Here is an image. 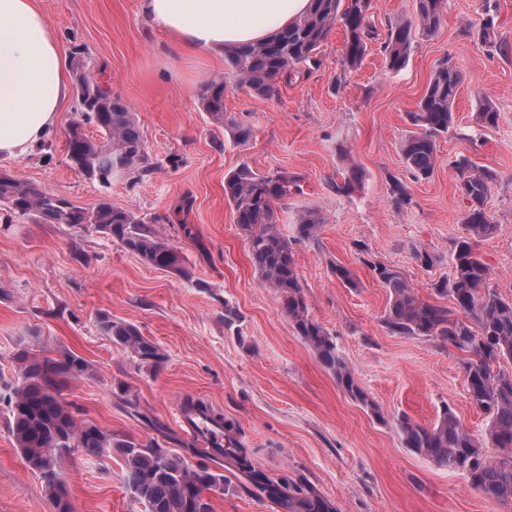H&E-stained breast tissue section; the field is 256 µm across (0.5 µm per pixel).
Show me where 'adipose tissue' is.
<instances>
[{"label": "adipose tissue", "mask_w": 512, "mask_h": 512, "mask_svg": "<svg viewBox=\"0 0 512 512\" xmlns=\"http://www.w3.org/2000/svg\"><path fill=\"white\" fill-rule=\"evenodd\" d=\"M308 6L309 0H142L173 50L191 57L265 41ZM70 98L61 46L37 0H0V157L31 153Z\"/></svg>", "instance_id": "1"}]
</instances>
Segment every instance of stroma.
<instances>
[{"instance_id": "35a3bbf8", "label": "stroma", "mask_w": 512, "mask_h": 512, "mask_svg": "<svg viewBox=\"0 0 512 512\" xmlns=\"http://www.w3.org/2000/svg\"><path fill=\"white\" fill-rule=\"evenodd\" d=\"M38 3L63 52L84 49L97 81L130 104L154 171L140 181L118 176L104 187L73 167L65 149V128L77 116L73 101L38 148L0 158V171L79 207L105 199L148 219L178 216L166 231L191 275L148 267L92 228L0 211V373L15 376L13 354L36 334L46 348H69L93 364L92 377L64 391L79 419L157 441L189 464L199 461L196 443L183 432L177 409L192 399L234 422L256 469L313 486L340 512H512V504L482 495L462 474L405 448L400 418L429 426L447 406L480 439L489 416L470 402L461 352L386 328L387 291L369 269L373 262L393 266L424 300L435 301L432 285L450 274L453 245L463 233L467 201L456 162L465 157L496 174L487 211L498 229L477 250L489 268V288L512 298V0H447L441 26L417 36L398 71L386 67L380 39L397 18L413 14L414 0H372L370 22L379 38L360 67L344 66V32L335 28L319 66L281 84L272 98L232 85L223 58L173 54L140 0ZM489 14L495 47L479 39ZM445 60L462 78L454 127L438 143L433 175L418 181L400 144L411 128L408 113ZM219 77L228 82L230 123L223 127L210 122L197 100L200 85ZM486 97L499 113L489 127L476 120ZM236 123L251 130L246 144L233 139ZM244 162L303 176V193L278 212V230L293 241L310 317L334 338L373 408L337 385L282 314L278 293L261 285L224 198L225 174ZM352 165L361 181L351 192H336ZM396 179L410 193L399 208L390 201ZM307 207L319 209L325 223L316 240L298 242L295 223ZM418 249L432 256V266L415 259ZM335 263L352 269L360 287L338 283L330 272ZM229 309L235 322L224 320ZM102 314L134 323L159 344L163 367L138 366L101 332ZM120 384L141 418L123 410L115 392ZM7 423L1 404L0 512H54ZM62 469L74 512H130L116 462L75 449ZM223 473L227 487L212 493L214 512H282L243 491L232 467Z\"/></svg>"}]
</instances>
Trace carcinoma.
<instances>
[{
    "label": "carcinoma",
    "mask_w": 512,
    "mask_h": 512,
    "mask_svg": "<svg viewBox=\"0 0 512 512\" xmlns=\"http://www.w3.org/2000/svg\"><path fill=\"white\" fill-rule=\"evenodd\" d=\"M370 0H310L308 11L291 26L264 42L239 44L224 50V63L239 84L255 94L272 98L278 83L300 66L318 64L321 47L329 33L342 27L344 64L361 65L374 38L369 25ZM444 17V0H416L414 17L390 26L381 44L392 70L402 69L415 49V34L434 32ZM461 75L446 60L439 65L419 101L409 113L414 129L401 144L407 168L415 179H427L434 171L437 142L453 128L452 112ZM226 82L206 81L198 91L200 108L218 125L228 124L224 112ZM81 126L93 125L96 138L85 132L67 134V156L86 177L109 185L117 167L141 179L152 173L146 164L145 139L135 112L122 98L112 95L96 80H84L82 96L76 98ZM499 113L490 99L481 104L477 119L483 126L497 124ZM459 191L468 201L463 217L464 235L457 238L451 253V274L434 283L437 296L452 305L422 299L403 275L380 262L369 264L375 279L388 291L384 323L403 336L433 338L465 354L462 360L466 390L472 403L489 414L485 443H480L456 413L444 407L430 427L400 421L405 447L436 464L467 477L471 487L491 499L512 504V298H504L486 287L489 269L474 248L481 238L497 231L486 210L491 170L459 163ZM303 193L301 177L278 168L265 173L242 164L224 176V199L232 206L235 223L246 235L249 253L262 285L275 289L282 298V312L295 333L308 344L320 363L355 401L376 410L375 404L354 380L352 371L337 352L327 331L309 315L303 285L296 272L293 250L277 229L278 208L289 197ZM390 198L397 208L409 200L407 186L395 179ZM0 206L14 214L30 216L42 224L89 226L114 238L124 249L151 268L190 276L180 248L158 224L131 209L114 207L102 200L89 210L10 174L0 173ZM324 218L313 208L304 211L295 227L297 241L318 237ZM331 273L341 284L359 287L357 276L347 267L334 264ZM100 330L135 361L154 371L165 362L160 346L144 336L137 326L106 314L98 316ZM14 379L0 375V404L10 410L9 432L26 467L44 484L46 497L55 512H73L61 476L62 459L77 448L95 458L116 457L131 502L139 512H213L209 494L224 491V474L205 462L194 466L156 442L141 443L118 436L99 426L77 420L76 406L63 397L69 383L86 377L92 365L67 348L45 352L39 336L13 355ZM189 413L202 416L224 430V447L202 448L209 459L231 460L244 478L242 487L250 494L276 502L284 512H339L337 506L315 489L282 477L272 480L255 469L247 450L235 439L233 423L203 401L189 400ZM497 450L490 455L486 447Z\"/></svg>",
    "instance_id": "obj_1"
}]
</instances>
